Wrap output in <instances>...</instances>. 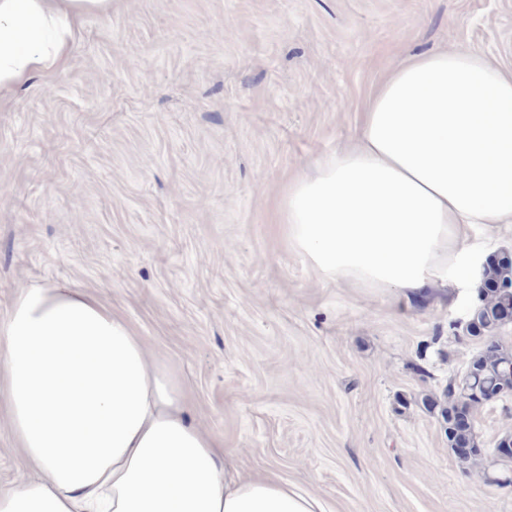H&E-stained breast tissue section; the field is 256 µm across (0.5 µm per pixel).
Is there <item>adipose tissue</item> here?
I'll use <instances>...</instances> for the list:
<instances>
[{
	"label": "adipose tissue",
	"instance_id": "1",
	"mask_svg": "<svg viewBox=\"0 0 512 512\" xmlns=\"http://www.w3.org/2000/svg\"><path fill=\"white\" fill-rule=\"evenodd\" d=\"M112 0H0V99L60 69ZM289 246L324 279L416 297L471 274L473 224H512V72L442 50L390 68L354 141L280 190ZM0 390L36 477L0 512H329L255 477L192 423L184 389L127 322L68 282L22 289L0 320Z\"/></svg>",
	"mask_w": 512,
	"mask_h": 512
}]
</instances>
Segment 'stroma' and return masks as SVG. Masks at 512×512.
Here are the masks:
<instances>
[{
    "mask_svg": "<svg viewBox=\"0 0 512 512\" xmlns=\"http://www.w3.org/2000/svg\"><path fill=\"white\" fill-rule=\"evenodd\" d=\"M473 48L512 70V0H112L66 65L0 100V319L26 287L102 295L234 464L336 512H512V395L448 446L479 275L416 299L323 279L278 193L346 146L385 69ZM0 396V488L30 468Z\"/></svg>",
    "mask_w": 512,
    "mask_h": 512,
    "instance_id": "35a3bbf8",
    "label": "stroma"
}]
</instances>
